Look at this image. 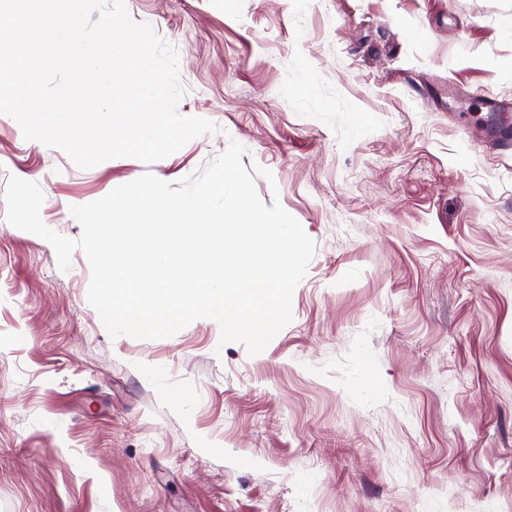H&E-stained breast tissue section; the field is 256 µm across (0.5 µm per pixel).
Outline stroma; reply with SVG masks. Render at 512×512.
Masks as SVG:
<instances>
[{
	"label": "stroma",
	"mask_w": 512,
	"mask_h": 512,
	"mask_svg": "<svg viewBox=\"0 0 512 512\" xmlns=\"http://www.w3.org/2000/svg\"><path fill=\"white\" fill-rule=\"evenodd\" d=\"M219 133L79 168L0 119V196L41 217L229 140L315 244L260 354L195 320L111 337L75 252L0 199V512H512V158L469 94L512 102V0H125Z\"/></svg>",
	"instance_id": "35a3bbf8"
}]
</instances>
